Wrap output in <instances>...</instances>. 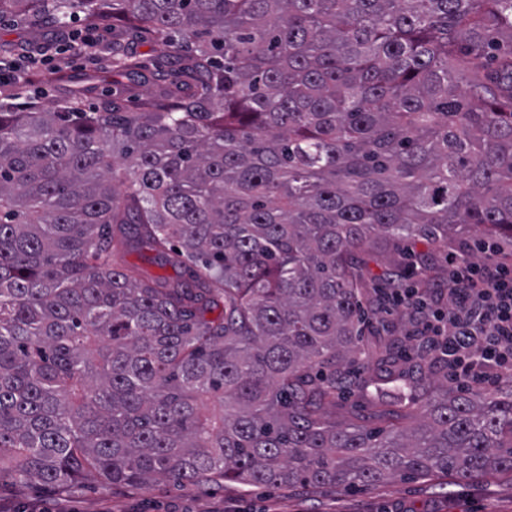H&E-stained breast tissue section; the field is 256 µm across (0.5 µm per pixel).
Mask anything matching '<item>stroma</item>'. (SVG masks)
I'll list each match as a JSON object with an SVG mask.
<instances>
[{"instance_id":"stroma-1","label":"stroma","mask_w":512,"mask_h":512,"mask_svg":"<svg viewBox=\"0 0 512 512\" xmlns=\"http://www.w3.org/2000/svg\"><path fill=\"white\" fill-rule=\"evenodd\" d=\"M28 44L30 50L47 49L39 73L32 75L24 92L38 105H65L75 88H82V107L90 112L102 94L112 91L107 61L92 62L67 51V41L51 24L36 25L11 20L0 22V46ZM447 251H429L424 243L386 244L363 255L362 266L369 280H377L402 269L428 267L435 272L447 267ZM393 411L391 404L354 391L337 397L327 412L331 419L349 422L365 417L368 425L384 426ZM0 498L14 503H36L42 512H58L67 500L69 512H512V473L491 469L467 482L439 475L428 480L395 478L365 489L341 491L324 487L307 493L267 486L245 490L225 483L206 490L181 487L162 481L147 488L104 489L80 483L58 489L14 483L0 479Z\"/></svg>"}]
</instances>
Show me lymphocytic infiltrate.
<instances>
[{"mask_svg":"<svg viewBox=\"0 0 512 512\" xmlns=\"http://www.w3.org/2000/svg\"><path fill=\"white\" fill-rule=\"evenodd\" d=\"M383 298L408 310L419 352L442 361L452 381L488 388L512 377V255L496 242L449 253L445 279L421 272Z\"/></svg>","mask_w":512,"mask_h":512,"instance_id":"f902f5d3","label":"lymphocytic infiltrate"}]
</instances>
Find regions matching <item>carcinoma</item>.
I'll return each instance as SVG.
<instances>
[{
  "instance_id": "carcinoma-1",
  "label": "carcinoma",
  "mask_w": 512,
  "mask_h": 512,
  "mask_svg": "<svg viewBox=\"0 0 512 512\" xmlns=\"http://www.w3.org/2000/svg\"><path fill=\"white\" fill-rule=\"evenodd\" d=\"M124 109L0 103V475L346 489L512 472V380L329 421L368 345L372 238L512 241V0H0L102 15ZM189 272L144 279L118 250Z\"/></svg>"
}]
</instances>
